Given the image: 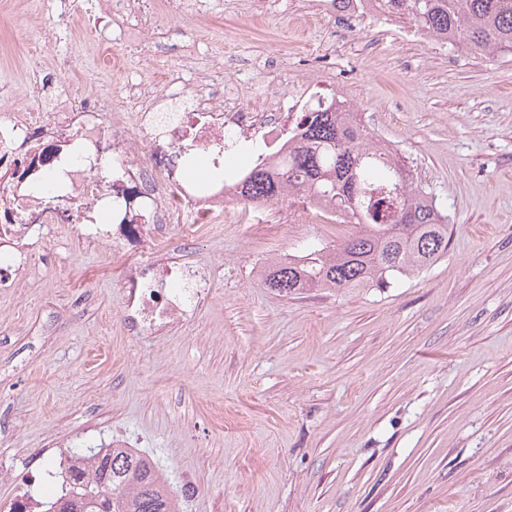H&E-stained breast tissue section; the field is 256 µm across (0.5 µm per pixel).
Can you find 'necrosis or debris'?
Wrapping results in <instances>:
<instances>
[{
    "mask_svg": "<svg viewBox=\"0 0 512 512\" xmlns=\"http://www.w3.org/2000/svg\"><path fill=\"white\" fill-rule=\"evenodd\" d=\"M295 15L339 18L346 35L391 25L390 16L376 11L371 0H304ZM194 80L183 71L169 70L151 90L138 81L129 83L127 94L136 109L114 120L107 132L95 119L111 111V98H91L78 87L69 89L82 106L73 133L81 150L57 161L72 177L68 197L75 206L96 201L112 212L108 226L85 223L78 213L70 221L77 235L111 242L115 256L125 260L124 321L136 333L188 315L209 291L205 268L160 262L159 246L170 225L204 224L235 204L245 211L250 208L249 202L240 201L234 179H225L223 194H211L182 181L177 174L180 164L203 152L217 165L226 153L251 143L276 156L286 151L300 113L323 96L317 82L300 80L287 99L264 91L253 107L244 108L239 104L241 83L207 75L195 80L198 90L187 92ZM156 90L182 104L175 118L162 125L155 124L151 112ZM105 170L111 172V181L101 179Z\"/></svg>",
    "mask_w": 512,
    "mask_h": 512,
    "instance_id": "4bbe7bcc",
    "label": "necrosis or debris"
}]
</instances>
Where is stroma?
Segmentation results:
<instances>
[{
	"instance_id": "35a3bbf8",
	"label": "stroma",
	"mask_w": 512,
	"mask_h": 512,
	"mask_svg": "<svg viewBox=\"0 0 512 512\" xmlns=\"http://www.w3.org/2000/svg\"><path fill=\"white\" fill-rule=\"evenodd\" d=\"M60 38L45 0H0V97L37 112L46 150L59 115L27 85L93 76L122 112L126 73L88 28L95 0H66ZM174 0L120 48L129 72H216L287 93L302 78L342 84L374 138L406 160L452 227L448 254L387 288H316L283 297L268 263L351 224H290L294 199L232 222L172 225L162 257L211 272L208 296L158 331L126 327L123 269L70 225H33L0 286V503L50 469L57 433L111 438L154 458L180 512H512V56L432 51L392 31L341 42L318 18L297 25L253 0L256 31L227 0ZM68 55L62 66L60 55Z\"/></svg>"
}]
</instances>
